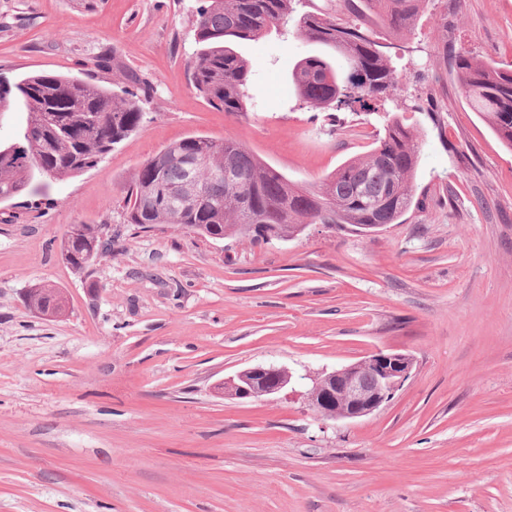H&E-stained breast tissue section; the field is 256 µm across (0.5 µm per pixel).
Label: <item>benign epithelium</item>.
Listing matches in <instances>:
<instances>
[{
  "label": "benign epithelium",
  "instance_id": "1",
  "mask_svg": "<svg viewBox=\"0 0 512 512\" xmlns=\"http://www.w3.org/2000/svg\"><path fill=\"white\" fill-rule=\"evenodd\" d=\"M414 359L404 353L378 350L332 371L311 378L303 394L310 409L328 420L365 417L388 402L410 378ZM293 374L285 367H255L224 379V396L238 400L279 395L291 388ZM343 405L342 413L331 411Z\"/></svg>",
  "mask_w": 512,
  "mask_h": 512
}]
</instances>
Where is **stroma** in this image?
Returning a JSON list of instances; mask_svg holds the SVG:
<instances>
[{
  "mask_svg": "<svg viewBox=\"0 0 512 512\" xmlns=\"http://www.w3.org/2000/svg\"><path fill=\"white\" fill-rule=\"evenodd\" d=\"M201 0H0V77L71 74L150 96L140 129L96 168L50 182L0 223V512H512V150L467 106L448 47L512 67V0H424L395 63L419 146L417 204L374 232L309 225L288 241L141 230L123 200L138 167L190 135H234L304 186L381 132L298 100L289 75L318 45L271 33L237 50L252 101L232 115L194 89ZM72 224L115 242L89 275L60 258ZM51 283L65 315L37 316ZM411 378L373 414L329 421L309 372L376 350ZM274 364L290 396L224 398V377Z\"/></svg>",
  "mask_w": 512,
  "mask_h": 512,
  "instance_id": "1",
  "label": "stroma"
}]
</instances>
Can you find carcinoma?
<instances>
[{
    "mask_svg": "<svg viewBox=\"0 0 512 512\" xmlns=\"http://www.w3.org/2000/svg\"><path fill=\"white\" fill-rule=\"evenodd\" d=\"M422 0H360L363 9L394 33L409 29ZM300 0H205L197 9L191 81L210 105L231 114L246 109L251 83L248 63L234 44L253 40L297 12ZM354 0H331L319 13L299 16L297 31L341 59L340 78L330 63L307 56L295 65L291 81L299 99L326 113L328 130L336 113L379 114L398 91L397 73L386 44L364 31L352 15ZM465 99L494 135L512 149V68L478 65L463 51L449 55ZM22 99L28 106L18 148L0 146V203L38 197L42 181H63L97 166L146 119L136 93L119 94L81 78L34 72L17 82L0 78V112ZM383 114V113H381ZM384 135L369 154L351 158L317 189L301 187L261 162L242 142H217L191 135L161 151L160 164L140 165L125 197L127 223L140 229L173 224L201 236L241 235L267 242L277 230L284 238L309 224H350L365 229L398 224L414 201L411 177L419 154L405 119L383 114ZM112 254V236L102 224H73L61 252L77 274L88 272L91 250ZM60 291L45 285L36 303L58 308Z\"/></svg>",
    "mask_w": 512,
    "mask_h": 512,
    "instance_id": "obj_1",
    "label": "carcinoma"
}]
</instances>
